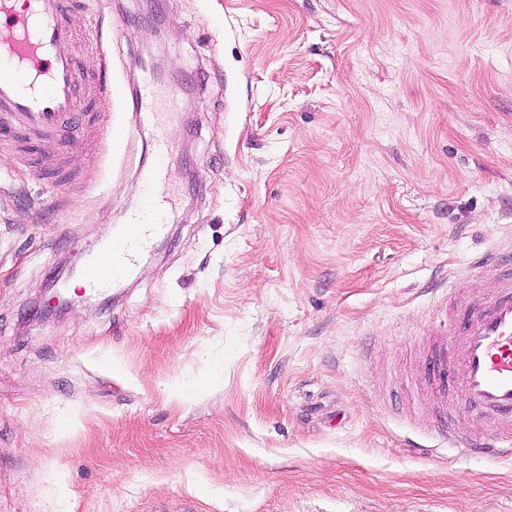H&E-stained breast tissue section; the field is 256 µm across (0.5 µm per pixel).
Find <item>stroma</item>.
<instances>
[{
  "mask_svg": "<svg viewBox=\"0 0 512 512\" xmlns=\"http://www.w3.org/2000/svg\"><path fill=\"white\" fill-rule=\"evenodd\" d=\"M97 129L0 136V512H512L431 435L447 287L512 263V0H88ZM156 64L175 200L126 288L57 268L142 207ZM74 274V268L69 269L67 275L63 277L61 271L51 280L49 286L45 288V293H50L49 298L44 301L41 308V316L44 319H49L53 316H59L72 310L75 304L67 296L65 283L67 277Z\"/></svg>",
  "mask_w": 512,
  "mask_h": 512,
  "instance_id": "1",
  "label": "stroma"
}]
</instances>
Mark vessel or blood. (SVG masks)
Here are the masks:
<instances>
[{
    "instance_id": "obj_1",
    "label": "vessel or blood",
    "mask_w": 512,
    "mask_h": 512,
    "mask_svg": "<svg viewBox=\"0 0 512 512\" xmlns=\"http://www.w3.org/2000/svg\"><path fill=\"white\" fill-rule=\"evenodd\" d=\"M78 0H0V26L11 36L0 49V122L50 139H78L98 120L92 100L79 96L88 77L78 66V47L68 26ZM156 90L143 81L131 111L136 130L152 135L155 161L144 170L147 185L166 179L172 147L164 134ZM168 207L150 199L126 224L86 254L83 280L89 292L118 289L134 275L141 255L161 237ZM428 347L426 383L440 399L455 397L470 418L492 419L495 433L460 442L470 457L512 447V268L492 295L448 313Z\"/></svg>"
}]
</instances>
